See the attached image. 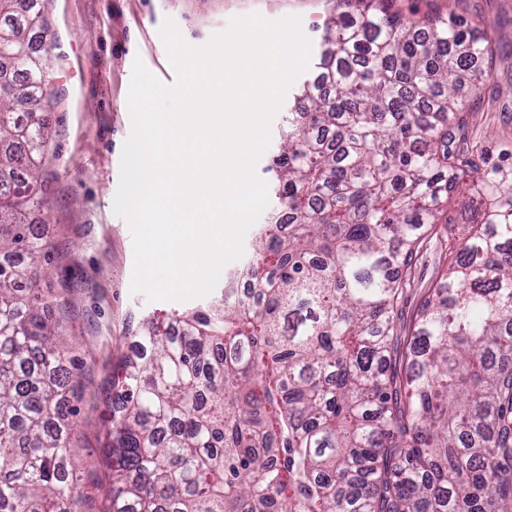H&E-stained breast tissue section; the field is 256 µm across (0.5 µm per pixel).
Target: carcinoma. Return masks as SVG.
Wrapping results in <instances>:
<instances>
[{"mask_svg":"<svg viewBox=\"0 0 512 512\" xmlns=\"http://www.w3.org/2000/svg\"><path fill=\"white\" fill-rule=\"evenodd\" d=\"M46 0H0V512H74L44 206ZM489 41L336 0L269 168L278 200L221 298L147 317L108 399L104 512H512V192L460 133ZM477 223L438 239L448 199ZM446 270L409 342L420 248Z\"/></svg>","mask_w":512,"mask_h":512,"instance_id":"1","label":"carcinoma"}]
</instances>
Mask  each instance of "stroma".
Instances as JSON below:
<instances>
[{"label":"stroma","instance_id":"1","mask_svg":"<svg viewBox=\"0 0 512 512\" xmlns=\"http://www.w3.org/2000/svg\"><path fill=\"white\" fill-rule=\"evenodd\" d=\"M385 9L419 18L456 14L476 22L494 54L481 94L467 119L469 145L482 175L512 188V0H383ZM259 13L269 20L301 19L319 46L327 0H48L50 50L45 114L54 154L48 170L44 222L50 277L40 293L63 310L66 365L84 388L71 406L76 438L69 462L91 512L102 506L106 398L129 354L139 323L151 315L195 307V300L151 302L132 292V236L113 212L123 144L131 132L128 91L135 58L159 79L174 76L159 30L173 19L191 45H205L231 18ZM443 268L435 252L419 258L398 305L408 326Z\"/></svg>","mask_w":512,"mask_h":512}]
</instances>
